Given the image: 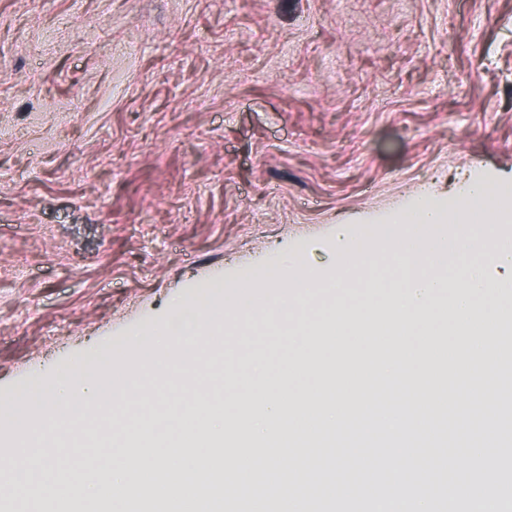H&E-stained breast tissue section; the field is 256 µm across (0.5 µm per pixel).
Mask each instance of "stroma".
I'll return each mask as SVG.
<instances>
[{"instance_id": "1", "label": "stroma", "mask_w": 512, "mask_h": 512, "mask_svg": "<svg viewBox=\"0 0 512 512\" xmlns=\"http://www.w3.org/2000/svg\"><path fill=\"white\" fill-rule=\"evenodd\" d=\"M473 177L512 0H0V392Z\"/></svg>"}]
</instances>
